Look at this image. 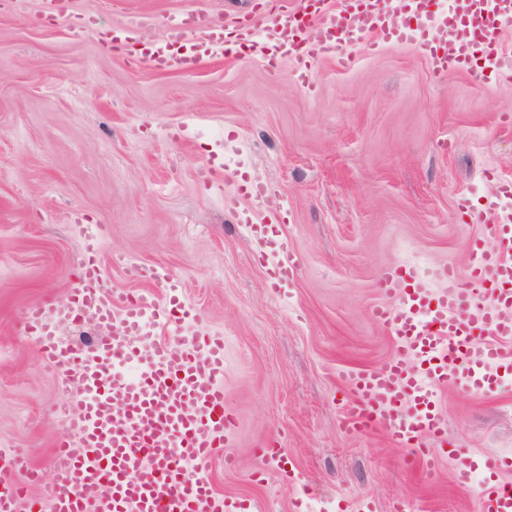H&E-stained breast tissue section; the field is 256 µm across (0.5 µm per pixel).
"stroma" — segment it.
Masks as SVG:
<instances>
[{
    "label": "stroma",
    "mask_w": 512,
    "mask_h": 512,
    "mask_svg": "<svg viewBox=\"0 0 512 512\" xmlns=\"http://www.w3.org/2000/svg\"><path fill=\"white\" fill-rule=\"evenodd\" d=\"M42 0L0 7V448H26L49 473L65 436L70 385L23 328L28 306L63 301L84 253L78 212L105 225L108 286L143 294L163 269L187 303L224 337L225 405L236 418L229 448L211 464L218 491L293 512L312 488L314 512H477L456 485L451 459L429 477L378 432L343 430L342 376L377 368L397 346L372 316L390 303L381 272L449 264L465 282L479 221L461 216L468 193L484 211L489 176H512V85L490 76L435 80L419 49H352L344 68L318 64L302 87L293 62L276 69L236 52L191 73L156 72L67 17L37 25ZM202 7L232 28L268 24L262 0H72L96 28ZM266 184L276 208L239 198L258 224L282 220L302 261L284 291L273 261L252 260L253 241L225 210L236 197L226 171ZM140 277H130L129 268ZM499 389L438 394L449 448L473 460L512 456V368Z\"/></svg>",
    "instance_id": "35a3bbf8"
}]
</instances>
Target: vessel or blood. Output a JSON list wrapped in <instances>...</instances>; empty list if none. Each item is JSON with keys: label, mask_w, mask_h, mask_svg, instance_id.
<instances>
[{"label": "vessel or blood", "mask_w": 512, "mask_h": 512, "mask_svg": "<svg viewBox=\"0 0 512 512\" xmlns=\"http://www.w3.org/2000/svg\"><path fill=\"white\" fill-rule=\"evenodd\" d=\"M512 19V0H452L448 9L431 0H328L320 17L302 16L295 41L282 43L289 14H280L265 37L240 24L237 45L266 64L293 59L301 84L312 88L320 59L350 67V48L371 38L413 43L426 49L436 80L473 70L482 57L497 80L512 83V53L495 38V27ZM157 71H191L224 49V26L209 12L192 9L171 17L163 33L141 42L137 29L102 34ZM485 232L469 242L466 283L452 267L424 273L414 265L385 271L384 291L400 298L373 315L393 336L400 354L378 369L351 370L343 379L352 398L340 411L343 427L385 433L411 449L412 463L433 470L426 440L441 443L447 424L436 392L461 388L494 393L499 368L512 360V178L501 177L488 202ZM255 260L275 258V288L285 289L299 262L278 228L251 223ZM102 227L89 225L81 276L62 304L29 306L26 327L43 359L75 386L67 419L70 435L57 442L55 476L43 482L28 454L0 450V512H260L250 498L215 490L210 465L232 438L235 419L224 405V339L201 328L203 315L185 303L181 282L166 271L153 278L159 298L108 288L98 260ZM443 282L433 292L426 278ZM107 326L92 346H72L58 335L76 316ZM194 324L189 335L165 338L173 325ZM484 512H512L511 485H479Z\"/></svg>", "instance_id": "vessel-or-blood-1"}]
</instances>
